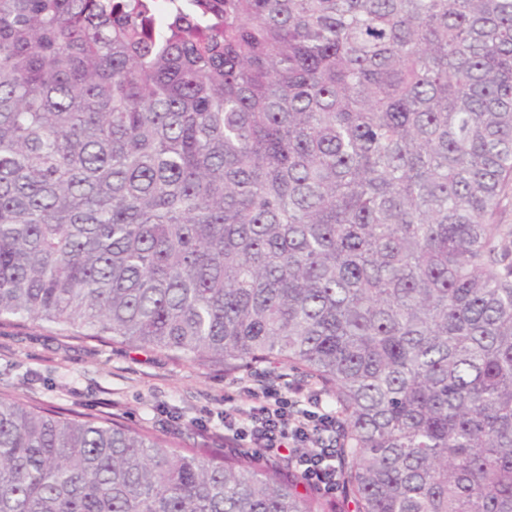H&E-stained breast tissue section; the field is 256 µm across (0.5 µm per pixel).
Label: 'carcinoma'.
Instances as JSON below:
<instances>
[{
  "label": "carcinoma",
  "instance_id": "1",
  "mask_svg": "<svg viewBox=\"0 0 512 512\" xmlns=\"http://www.w3.org/2000/svg\"><path fill=\"white\" fill-rule=\"evenodd\" d=\"M512 0H0V324L336 410L352 512H512ZM0 399V512H337Z\"/></svg>",
  "mask_w": 512,
  "mask_h": 512
}]
</instances>
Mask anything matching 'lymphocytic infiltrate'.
<instances>
[{
  "instance_id": "f902f5d3",
  "label": "lymphocytic infiltrate",
  "mask_w": 512,
  "mask_h": 512,
  "mask_svg": "<svg viewBox=\"0 0 512 512\" xmlns=\"http://www.w3.org/2000/svg\"><path fill=\"white\" fill-rule=\"evenodd\" d=\"M253 405L247 417L224 414V448L237 452L256 448L263 459L287 456L292 468L313 490L329 494L339 483L336 413L321 390L290 392L263 386L251 389Z\"/></svg>"
}]
</instances>
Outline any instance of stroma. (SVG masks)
<instances>
[{"instance_id":"stroma-1","label":"stroma","mask_w":512,"mask_h":512,"mask_svg":"<svg viewBox=\"0 0 512 512\" xmlns=\"http://www.w3.org/2000/svg\"><path fill=\"white\" fill-rule=\"evenodd\" d=\"M308 387L286 365L227 374L159 350L134 349L51 324L0 327V398L70 414H109L177 449L223 447L221 416L247 415V385Z\"/></svg>"}]
</instances>
